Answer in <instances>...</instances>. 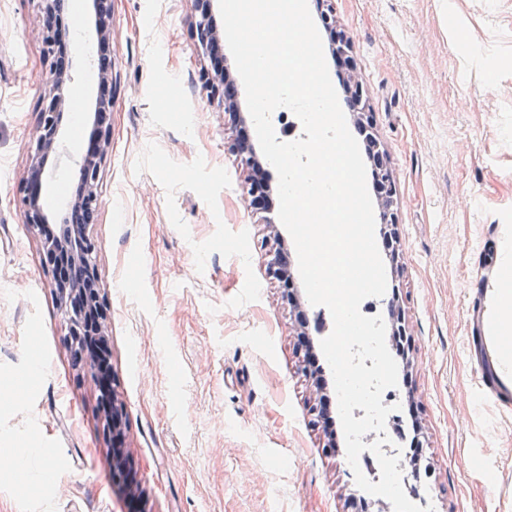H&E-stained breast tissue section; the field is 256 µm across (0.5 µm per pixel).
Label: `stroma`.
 <instances>
[{"instance_id": "stroma-1", "label": "stroma", "mask_w": 512, "mask_h": 512, "mask_svg": "<svg viewBox=\"0 0 512 512\" xmlns=\"http://www.w3.org/2000/svg\"><path fill=\"white\" fill-rule=\"evenodd\" d=\"M367 91L396 181L397 254L384 257L411 338L409 383L432 476L420 506L512 512V386L495 372L486 316L512 250V0H328ZM195 0H112V127L94 220L108 344L125 413L129 480L112 470L99 390L67 347L40 243L17 196L52 91L39 0H0V452L46 454L54 479L0 472V512H355L342 454L307 408L297 319L267 262L282 223L250 208L237 126L210 96L191 34ZM71 97L99 95L88 0H68ZM48 209L67 207L84 141L64 121Z\"/></svg>"}]
</instances>
